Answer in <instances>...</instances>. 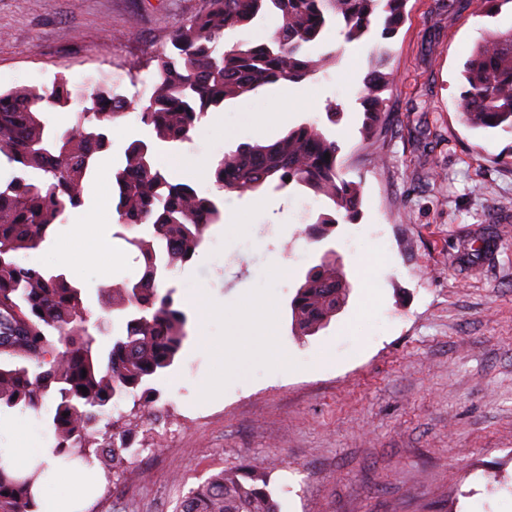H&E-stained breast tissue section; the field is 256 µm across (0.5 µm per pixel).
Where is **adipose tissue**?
Here are the masks:
<instances>
[{
	"instance_id": "obj_1",
	"label": "adipose tissue",
	"mask_w": 512,
	"mask_h": 512,
	"mask_svg": "<svg viewBox=\"0 0 512 512\" xmlns=\"http://www.w3.org/2000/svg\"><path fill=\"white\" fill-rule=\"evenodd\" d=\"M262 351L268 359L277 365H287L289 355L279 344L271 316H264L261 340H254L248 333L240 334L235 346L226 348L214 347L217 370L202 382L201 388L210 393L217 390L223 383L228 370L235 359L250 356L255 351ZM80 474L74 469L50 467L46 476L34 488L35 499L40 512H77L80 501Z\"/></svg>"
}]
</instances>
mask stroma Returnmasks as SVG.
I'll return each mask as SVG.
<instances>
[{"mask_svg":"<svg viewBox=\"0 0 512 512\" xmlns=\"http://www.w3.org/2000/svg\"><path fill=\"white\" fill-rule=\"evenodd\" d=\"M207 0H0V90L84 84L104 76L117 91L146 100L153 58L170 32L203 12ZM398 33L347 43L330 32L336 63L297 83L298 98L277 100L278 86L228 102L202 120L189 142L163 150L162 162L187 155L215 159L281 136L255 133L272 106L323 127L336 140L347 180L361 188L355 223L315 241L322 200L298 190L223 196L224 221L176 268L183 304L207 293L231 311L207 326L190 318L177 364L157 386L164 407L144 422L136 454L104 480L87 472L85 512H174L193 485L222 470L268 468L280 512H512V134L469 128L460 116L462 66L511 11L478 16L475 0H409ZM396 80L385 91L395 117L374 143L361 134L358 89L377 58ZM139 62L138 82L127 68ZM307 108H298V101ZM338 106L337 122L326 110ZM151 131L135 115L117 120L107 163L89 191L112 198V173L132 139ZM81 223L78 236L68 234ZM96 221L77 212L27 262L60 268L89 297L136 280L140 266L122 240L88 262ZM477 246L479 257L464 256ZM336 252L349 296L312 336L291 328L289 302L300 278L326 249ZM287 265L288 275L274 272ZM275 309L278 340L292 357L279 367L259 354L241 359L222 388L205 395L212 346L258 318L233 315L245 299Z\"/></svg>","mask_w":512,"mask_h":512,"instance_id":"obj_1","label":"stroma"}]
</instances>
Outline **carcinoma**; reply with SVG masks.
<instances>
[{
	"label": "carcinoma",
	"instance_id": "cac0c4a2",
	"mask_svg": "<svg viewBox=\"0 0 512 512\" xmlns=\"http://www.w3.org/2000/svg\"><path fill=\"white\" fill-rule=\"evenodd\" d=\"M408 0H208L207 9L176 27L172 49L156 56L157 79L138 118L152 138L133 141L113 172L122 239L142 274L134 282L98 289L100 304L119 313L124 332L105 346L104 327L84 288L66 273L25 263L63 216L80 208L97 158L112 144V125L132 101L101 80L76 86L61 77L50 87L21 85L0 93V159L14 168L0 184V410L46 415L55 458L77 457L115 473L131 449V436L159 411L158 377L171 368L187 339V315L176 288L161 291L169 273L191 261L208 228L223 222L217 196L173 179L158 161L161 145L191 140L200 120L228 101L279 82L298 83L336 63V50L313 57L334 27L352 43L381 26L395 36ZM512 0H477L478 13L498 15ZM267 15L278 24L263 42H222L224 31ZM457 105L468 125L512 133V29L490 32L465 64ZM394 74L377 70L361 88L363 133L372 140L390 123L382 93ZM73 112L70 124L47 128L44 114ZM339 146L314 123H301L270 144L239 146L213 164L219 190L239 194L263 187L289 188L325 197L314 221L317 240L339 221L354 222L360 187L345 180ZM151 225L147 236L128 227ZM349 282L335 252L327 249L309 269L290 301L292 330L301 336L325 328L343 306ZM85 387L84 394L80 387ZM133 409L114 415L118 401ZM46 466L20 476L0 461V512H39L33 485ZM177 512H279L269 474L256 468L223 470L192 487Z\"/></svg>",
	"mask_w": 512,
	"mask_h": 512
}]
</instances>
